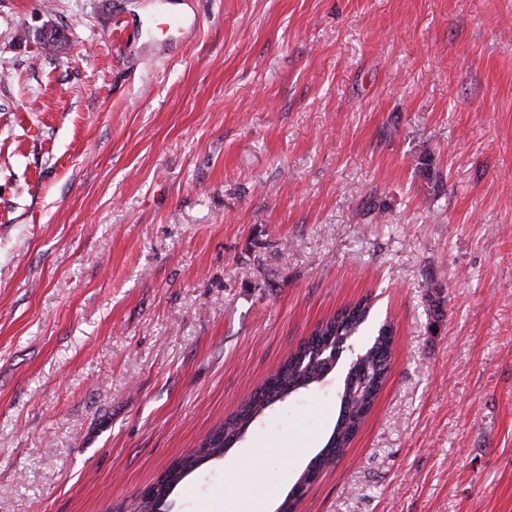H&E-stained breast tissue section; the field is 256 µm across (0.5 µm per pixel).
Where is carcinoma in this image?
I'll return each instance as SVG.
<instances>
[{
	"label": "carcinoma",
	"instance_id": "cac0c4a2",
	"mask_svg": "<svg viewBox=\"0 0 512 512\" xmlns=\"http://www.w3.org/2000/svg\"><path fill=\"white\" fill-rule=\"evenodd\" d=\"M369 313L370 302L361 299L318 325L198 448L172 463L152 485L134 497L132 512H162L168 494L178 483L205 461L244 441L272 404L309 389L335 371L341 381L335 426L322 451L311 459L293 485L295 489H308L316 480L311 467L316 462L321 465L331 462L347 448L387 376L389 355L381 353V348L392 335L391 325L381 324L360 352H350L348 340L361 331Z\"/></svg>",
	"mask_w": 512,
	"mask_h": 512
}]
</instances>
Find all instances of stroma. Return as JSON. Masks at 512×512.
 <instances>
[{"label":"stroma","instance_id":"35a3bbf8","mask_svg":"<svg viewBox=\"0 0 512 512\" xmlns=\"http://www.w3.org/2000/svg\"><path fill=\"white\" fill-rule=\"evenodd\" d=\"M113 1L0 0V512H126L365 297L389 375L296 512H512V0H199L169 55ZM336 414L166 512L274 510Z\"/></svg>","mask_w":512,"mask_h":512}]
</instances>
